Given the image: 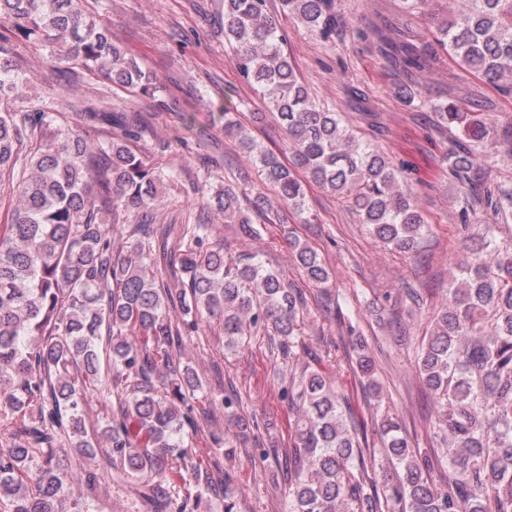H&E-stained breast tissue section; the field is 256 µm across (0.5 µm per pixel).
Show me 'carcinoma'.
Here are the masks:
<instances>
[{"instance_id": "cac0c4a2", "label": "carcinoma", "mask_w": 512, "mask_h": 512, "mask_svg": "<svg viewBox=\"0 0 512 512\" xmlns=\"http://www.w3.org/2000/svg\"><path fill=\"white\" fill-rule=\"evenodd\" d=\"M86 0H0V181L19 178V203L0 227V512H93L84 491L112 475L140 482L151 512H211L217 480L198 464L186 438L197 432L192 400L198 376L173 353L184 336L206 323L224 329V349L241 352L245 338L263 333L293 355L302 336V292L267 268L257 253L230 256L210 242L211 225L128 223L160 205L158 186L177 171L151 165L131 147L142 116L114 114L87 102L85 124L63 126L41 107L17 112L26 95L14 45L49 48L53 70L74 84L73 64L147 95L164 110L157 79L112 41V32L87 13ZM282 9L328 45L341 21L334 0H280ZM387 23L374 35L405 71H424L443 58L491 84L512 72V0H467L457 16L419 42L411 24ZM224 40L242 77L263 92L283 128L291 159L265 147L249 126L224 113V133L238 141L275 189L277 205L258 192L252 211L267 224L284 223L286 208L303 224L312 183L344 200L382 245L417 251L428 224L412 192L415 166L394 160L346 127L339 113L318 106L285 52L286 38L267 0H224ZM434 127L455 130L445 176L456 188L462 229L491 210L493 224L452 262L445 300L431 312L429 336L414 369L432 398L429 429L441 453L416 448L397 416L376 421L370 444L351 399L319 366L288 379L283 396L293 415L288 442L286 512H512V184L477 185L474 159L500 146L512 158V126L501 135L481 114L453 100L430 104ZM96 121L115 129L105 143L90 141ZM35 141L32 151L25 145ZM200 212L259 230L242 208L238 185L215 189L206 174L191 183ZM180 233L178 248L158 261L156 239ZM125 240L115 247L114 234ZM298 273L322 289L329 269L313 248L290 239ZM350 364L376 395L374 364L365 345L352 343ZM111 404L99 428L86 425L91 397ZM212 409L237 426L236 394H209ZM243 432L212 435V447L232 459ZM105 445L112 471L92 467ZM200 486L170 490L171 476Z\"/></svg>"}]
</instances>
